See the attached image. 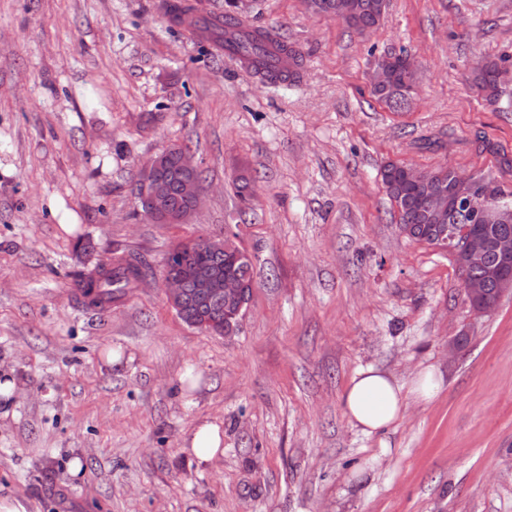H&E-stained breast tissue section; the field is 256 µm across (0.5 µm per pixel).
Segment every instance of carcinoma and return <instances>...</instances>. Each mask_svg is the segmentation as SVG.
Returning <instances> with one entry per match:
<instances>
[{
  "label": "carcinoma",
  "instance_id": "1",
  "mask_svg": "<svg viewBox=\"0 0 512 512\" xmlns=\"http://www.w3.org/2000/svg\"><path fill=\"white\" fill-rule=\"evenodd\" d=\"M355 2L359 8L358 17L347 23V27L359 33L378 27L385 15V11L381 10L382 0ZM190 26L194 33H201L212 42L220 43L224 41V37L231 35L240 43L249 46L251 52L247 55V66L269 84L295 81L301 76L304 67L302 53L289 47L278 33L272 34L266 29L249 26L231 15L222 20L193 16ZM393 65L398 70L394 84L388 88H374L372 94L389 109L399 111L408 103L410 87L415 83V77L413 73L401 70L400 61H393ZM505 69L507 63L504 60L477 63L478 88L489 95H497L502 85L498 76ZM401 167L400 162L385 163L381 168V180L393 207L397 209L400 230L409 240L419 244L427 241L419 224L423 223V199L432 193H444L448 196V223L469 227L471 234L477 238H491L493 228L483 222L480 213L468 209L464 200L455 197L449 190L450 171L442 168L421 170L427 187L411 193L404 189L399 179ZM96 268L99 269L96 275L82 270L73 274L74 285L81 291V305L93 311L124 298L130 289L138 287L140 282L152 275L151 266L135 253L109 255L101 259Z\"/></svg>",
  "mask_w": 512,
  "mask_h": 512
}]
</instances>
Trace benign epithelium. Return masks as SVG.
<instances>
[{
    "label": "benign epithelium",
    "instance_id": "obj_1",
    "mask_svg": "<svg viewBox=\"0 0 512 512\" xmlns=\"http://www.w3.org/2000/svg\"><path fill=\"white\" fill-rule=\"evenodd\" d=\"M328 14L336 20L358 13L353 0H329ZM392 59L387 58L374 65L371 84L387 87L394 81ZM199 166L187 150H177L168 145L150 157L140 168L134 189V198L144 218L152 224H186L201 204L200 181L196 177ZM453 185L458 196L466 199L469 206L481 211L485 223L495 224L498 234L488 244L474 237H465L453 226L439 234L436 248L460 253L464 262L472 269H485L490 259L499 267L512 263V230L506 226L508 214L489 195L475 192V178L456 171ZM187 251L238 257L239 245L232 236L203 237L186 241ZM466 302L476 305L478 315H491L496 307L484 302L488 290L503 293L509 280H494L489 275H472L462 281ZM163 290L168 304L177 314L185 315L191 297L205 300L210 317L199 323L190 318L195 328L208 332L216 331L226 336L233 335L243 318V285L237 275L226 273L219 268H201L189 260L177 266H165L162 275Z\"/></svg>",
    "mask_w": 512,
    "mask_h": 512
}]
</instances>
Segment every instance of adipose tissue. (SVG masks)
<instances>
[{
  "label": "adipose tissue",
  "instance_id": "ef3b65f1",
  "mask_svg": "<svg viewBox=\"0 0 512 512\" xmlns=\"http://www.w3.org/2000/svg\"><path fill=\"white\" fill-rule=\"evenodd\" d=\"M406 398L402 386L370 367L353 376L342 395V406L352 425L365 434L381 435L402 418ZM222 443L220 427L206 420L184 436L182 448L206 464L217 456Z\"/></svg>",
  "mask_w": 512,
  "mask_h": 512
}]
</instances>
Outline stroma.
Masks as SVG:
<instances>
[{
    "instance_id": "35a3bbf8",
    "label": "stroma",
    "mask_w": 512,
    "mask_h": 512,
    "mask_svg": "<svg viewBox=\"0 0 512 512\" xmlns=\"http://www.w3.org/2000/svg\"><path fill=\"white\" fill-rule=\"evenodd\" d=\"M161 0H0V500L25 512H512V292L479 316L446 254L401 234L379 168L493 178L512 192V0H388L358 33L304 0H253L247 24L300 50L272 85L163 15ZM409 49L418 92L376 101L380 53ZM190 144L186 224L138 211L140 166ZM254 180L251 207L235 190ZM232 231L255 288L236 335L186 325L161 286L180 239ZM133 252L152 277L106 313L74 271ZM459 351H452L454 342ZM120 354L108 364L109 352ZM373 367L408 397L383 437L342 394ZM218 424L198 465L182 439ZM507 66L512 69L511 63L507 64L504 60L500 62L493 60L478 62L476 67V83L478 88L488 95H497L502 85L498 76L503 70L508 69ZM220 427L210 421L204 420L194 426L183 438L182 448L192 454L199 464L211 462L217 454L223 453V443Z\"/></svg>"
}]
</instances>
